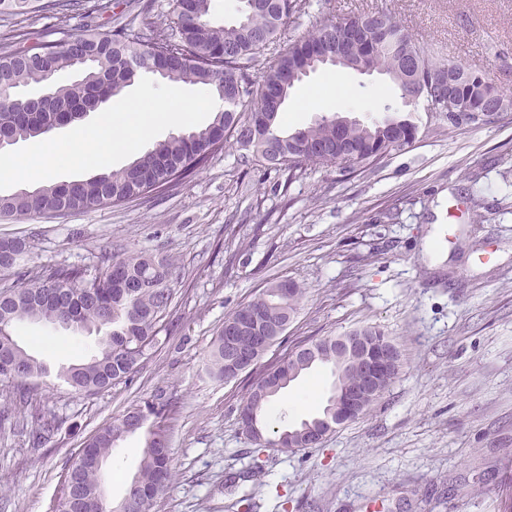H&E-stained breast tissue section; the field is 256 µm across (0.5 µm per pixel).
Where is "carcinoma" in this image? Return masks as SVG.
<instances>
[{
  "instance_id": "obj_1",
  "label": "carcinoma",
  "mask_w": 512,
  "mask_h": 512,
  "mask_svg": "<svg viewBox=\"0 0 512 512\" xmlns=\"http://www.w3.org/2000/svg\"><path fill=\"white\" fill-rule=\"evenodd\" d=\"M35 2L0 0V10L21 16ZM183 2L185 8L175 12L176 30L168 34L148 4L126 24L103 30L99 18L112 11V0H50L49 8L58 14L54 33L61 38L0 53V132L16 142L51 132L61 113L68 114L70 123L80 119L85 111H95L97 101L120 94L145 74L198 85L224 100V110L207 126L159 141L123 168L0 195V217L62 216L138 199L191 177L227 144L243 151L242 162L286 171L290 179L309 167L353 173L410 147L418 126L407 118L385 116L365 124L335 115L292 133L279 128L286 100L301 82L302 66L308 61L316 66L340 47L353 51L363 67L386 71L408 106L423 102L426 111L443 114L450 128L491 124L512 112V95L487 74L434 58L388 14L331 20L289 39L288 47L266 62L265 51L284 27L306 14L307 0H259L245 22L222 26L211 20L213 0H198L195 8L193 0ZM73 11L81 12L85 22L80 33L67 30ZM80 58L89 60V68L76 80L56 82L59 73L76 70ZM33 84L47 92L38 106L25 110L15 94ZM30 250L24 238L0 239V272L21 266ZM173 268L169 258L129 253L95 272L81 267L31 270L19 285L1 286L0 376L11 378L9 395L25 404L31 387L50 378V362L15 339L24 323L63 321L73 331L101 335L83 362L61 368L62 382L71 391L90 396L129 379L167 340ZM304 296L297 283L280 280L232 312L206 356L209 373L226 382L241 374L233 366L226 336L242 313L250 323L238 330L236 344L255 362L272 346L263 339L265 325L292 321ZM306 371L300 356H287L252 383L244 409H257L260 433L247 429L245 434L256 445H272L288 431L300 437L298 427L275 429L267 416L275 397L288 387L289 375ZM173 407L172 397L161 391L87 439L67 469L55 512H91L93 503L106 501L104 463L118 442L133 434L142 438V457L114 508L152 512L172 479L170 439L161 421ZM52 431L49 423L30 430L28 444L41 446Z\"/></svg>"
}]
</instances>
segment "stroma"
I'll list each match as a JSON object with an SVG mask.
<instances>
[{"label": "stroma", "instance_id": "obj_1", "mask_svg": "<svg viewBox=\"0 0 512 512\" xmlns=\"http://www.w3.org/2000/svg\"><path fill=\"white\" fill-rule=\"evenodd\" d=\"M151 3L171 29L173 0H114L105 29ZM289 36L327 20L391 14L419 45L512 93V0H329ZM55 24L33 9L0 15V36L34 42ZM280 37L269 55L286 47ZM321 69L291 91L289 130L341 114L368 122L403 111L384 75L345 71L347 96ZM326 106L299 109L306 93ZM416 142L367 171L306 170L293 182L226 147L184 183L148 197L61 217L0 218V238L33 248L24 269L95 267L124 252L173 257L168 339L129 380L92 396L39 386L26 405L0 385V512H52L70 458L111 420L158 392L169 415L173 477L154 512H501L495 488L512 476V112L449 128L436 112L412 113ZM304 288L303 304L252 371L221 382L204 357L226 316L274 280ZM381 330L398 347L399 372L358 419L309 448H264L240 411L258 374L300 342ZM27 351L60 365L84 360L97 338L22 326ZM318 367L276 398L280 423L316 416L331 393ZM51 423L50 441L27 446L20 423ZM142 452L139 435L108 459L107 500L125 494ZM260 471L259 480L248 472Z\"/></svg>", "mask_w": 512, "mask_h": 512}]
</instances>
